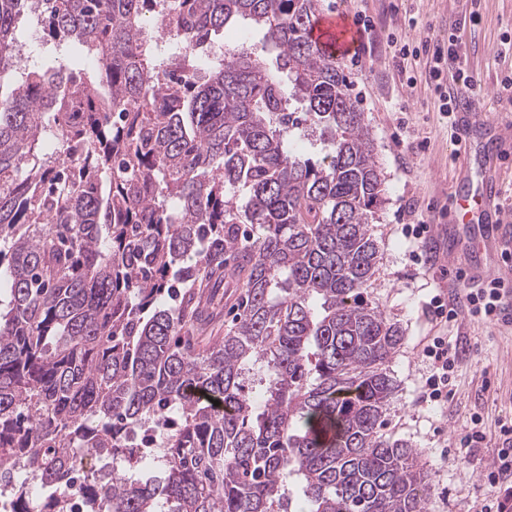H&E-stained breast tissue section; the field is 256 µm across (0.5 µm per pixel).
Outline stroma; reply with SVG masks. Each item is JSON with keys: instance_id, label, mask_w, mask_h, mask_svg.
Instances as JSON below:
<instances>
[{"instance_id": "1", "label": "stroma", "mask_w": 512, "mask_h": 512, "mask_svg": "<svg viewBox=\"0 0 512 512\" xmlns=\"http://www.w3.org/2000/svg\"><path fill=\"white\" fill-rule=\"evenodd\" d=\"M320 10L351 19L363 12L374 21L372 35L359 38L364 47L360 66L346 68L345 73L353 85L351 96L375 139L385 182V201L373 226L381 260L371 293L404 332L403 345L389 365L399 392L387 414L385 432L423 452L430 483L426 512H475L477 503L493 492L485 474L499 443L498 422L512 418V323H485L460 315L447 333L466 338L470 349L456 372L454 399L445 407L417 404L424 373L419 343L438 332L426 314V304L435 290L465 289L467 283L458 272L468 262L462 259L450 268L441 261L455 248L456 231L421 242L401 231L402 216L410 210L427 224L441 221L439 207L456 168L450 157L448 122L427 87L423 66H414L415 83L406 87L386 39L409 15L432 24L442 39L451 26H459L463 50L486 90L477 112L494 118L512 109L498 96L501 77L512 71V55H495L503 32L512 31V0H478L474 6L468 0H320ZM473 10L478 11L479 22H465V15ZM405 126L425 138L426 147L401 139ZM421 249L434 250L436 261L425 267L414 265L410 254ZM475 412L484 419L487 441L464 459L455 443Z\"/></svg>"}]
</instances>
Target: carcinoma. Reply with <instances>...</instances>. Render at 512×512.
I'll use <instances>...</instances> for the list:
<instances>
[{"instance_id":"carcinoma-1","label":"carcinoma","mask_w":512,"mask_h":512,"mask_svg":"<svg viewBox=\"0 0 512 512\" xmlns=\"http://www.w3.org/2000/svg\"><path fill=\"white\" fill-rule=\"evenodd\" d=\"M319 7L0 0V481L20 512H66L77 461L115 448L141 475L98 479L94 512H424L421 453L384 434L404 336L368 294L383 179L309 36ZM23 13L72 67L18 71ZM240 18L287 79L205 59ZM310 127L319 160L288 146ZM230 286L238 321L203 348Z\"/></svg>"}]
</instances>
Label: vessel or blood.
Returning a JSON list of instances; mask_svg holds the SVG:
<instances>
[{"instance_id": "vessel-or-blood-1", "label": "vessel or blood", "mask_w": 512, "mask_h": 512, "mask_svg": "<svg viewBox=\"0 0 512 512\" xmlns=\"http://www.w3.org/2000/svg\"><path fill=\"white\" fill-rule=\"evenodd\" d=\"M310 35L340 58L354 49L357 40L353 22L346 16L331 13L315 18ZM478 127L483 128L489 140L497 145L512 142V125L506 121H483L472 116L470 120L457 121L452 143L459 174L448 193L447 219L450 224L462 227L459 241L464 251H476L485 256L484 264L471 270L474 281L499 279L504 288L503 301L512 307V271H502L493 250L501 227L512 215L499 206V185L492 174L496 155L477 153L474 130Z\"/></svg>"}]
</instances>
